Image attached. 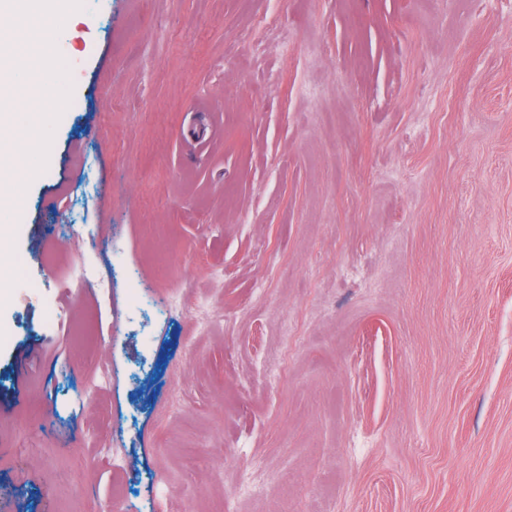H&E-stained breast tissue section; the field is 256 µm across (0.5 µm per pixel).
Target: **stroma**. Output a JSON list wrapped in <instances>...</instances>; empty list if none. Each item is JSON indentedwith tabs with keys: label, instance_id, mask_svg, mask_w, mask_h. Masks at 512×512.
I'll use <instances>...</instances> for the list:
<instances>
[{
	"label": "stroma",
	"instance_id": "obj_1",
	"mask_svg": "<svg viewBox=\"0 0 512 512\" xmlns=\"http://www.w3.org/2000/svg\"><path fill=\"white\" fill-rule=\"evenodd\" d=\"M55 43L0 512H512V0H84Z\"/></svg>",
	"mask_w": 512,
	"mask_h": 512
}]
</instances>
